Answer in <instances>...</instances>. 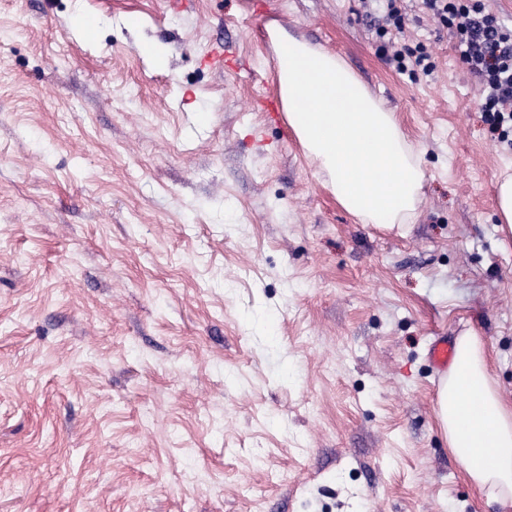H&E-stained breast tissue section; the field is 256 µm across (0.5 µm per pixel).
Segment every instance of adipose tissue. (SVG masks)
Listing matches in <instances>:
<instances>
[{
    "label": "adipose tissue",
    "instance_id": "1",
    "mask_svg": "<svg viewBox=\"0 0 512 512\" xmlns=\"http://www.w3.org/2000/svg\"><path fill=\"white\" fill-rule=\"evenodd\" d=\"M288 124L316 175L365 224L411 223L425 172L395 113L373 97L339 56L268 28ZM437 419L478 494L512 512V407L486 365L479 336L459 337L439 385Z\"/></svg>",
    "mask_w": 512,
    "mask_h": 512
}]
</instances>
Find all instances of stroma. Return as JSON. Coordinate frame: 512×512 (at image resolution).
Here are the masks:
<instances>
[{"mask_svg":"<svg viewBox=\"0 0 512 512\" xmlns=\"http://www.w3.org/2000/svg\"><path fill=\"white\" fill-rule=\"evenodd\" d=\"M404 7L381 38L364 0H0V512H501L428 349L479 336L512 404V145ZM272 21L396 113L412 224L357 221L255 86L202 64L226 43L272 70ZM419 42L432 74L386 63ZM496 206L500 224L512 229V174L505 173L497 186Z\"/></svg>","mask_w":512,"mask_h":512,"instance_id":"stroma-1","label":"stroma"}]
</instances>
